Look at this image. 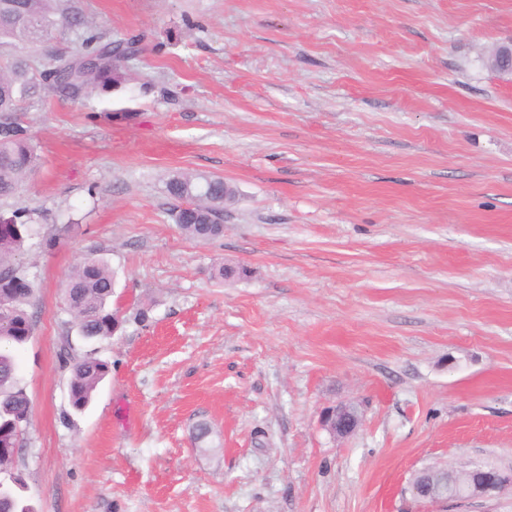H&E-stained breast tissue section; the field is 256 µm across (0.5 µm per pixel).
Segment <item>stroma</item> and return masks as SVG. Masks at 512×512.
I'll return each instance as SVG.
<instances>
[{"label": "stroma", "mask_w": 512, "mask_h": 512, "mask_svg": "<svg viewBox=\"0 0 512 512\" xmlns=\"http://www.w3.org/2000/svg\"><path fill=\"white\" fill-rule=\"evenodd\" d=\"M78 5L143 41L121 88L18 115L42 166L0 214L35 220L15 461L35 512H512V487L410 489L512 465V76L487 65L512 0ZM176 171L236 188L222 236L174 224ZM91 252L123 320L92 344L60 291ZM66 343L110 365L81 412ZM341 403L346 437L323 422ZM492 466L495 465L484 464L482 470H478L477 472L474 473L472 469H469L461 474L452 469L447 468V470H445L442 467H438L432 470L429 474V480H431L433 485L445 484L448 482V494L446 497H429L426 494L421 493L419 489L426 484L424 478L418 481H413L412 491L414 495L417 496L418 498L429 500L432 503H448L449 501H464L484 497L488 495L485 492L484 487L475 486L473 489L471 488L470 491L463 496H455L448 499V496L451 495L456 489L464 487L466 484L473 482L475 479L484 478L488 474L490 467Z\"/></svg>", "instance_id": "1"}]
</instances>
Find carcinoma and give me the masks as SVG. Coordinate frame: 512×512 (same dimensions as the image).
Here are the masks:
<instances>
[{"instance_id": "obj_1", "label": "carcinoma", "mask_w": 512, "mask_h": 512, "mask_svg": "<svg viewBox=\"0 0 512 512\" xmlns=\"http://www.w3.org/2000/svg\"><path fill=\"white\" fill-rule=\"evenodd\" d=\"M62 0H0V47L22 45L38 50L52 30L64 23L83 31L81 42L71 54L45 56L13 55L0 64V199L13 196L26 175L37 169L41 156L28 130L17 114L50 93L82 100L94 91H108L126 81V66L140 50L142 37L131 36L104 41L91 27L82 11ZM172 200L171 215L189 239L204 241L224 233L221 224L224 202L236 196L224 179L193 173L172 174L166 182ZM34 221L26 210L0 215V267L14 272L9 281H0V444L16 442L15 425L29 418L31 401L21 385L16 352L32 336V317L27 311L34 288L22 267L14 264L32 234ZM69 288L64 304L71 314L78 335L86 340H102L119 331L122 320L109 308L114 279L108 263L91 253L68 273ZM71 365L70 405L84 410L109 373L107 362L92 354L74 356L63 350ZM486 464L474 472L458 473L438 467L429 474L435 485L448 484V493L484 478ZM0 512H34L20 498V488L0 480Z\"/></svg>"}]
</instances>
